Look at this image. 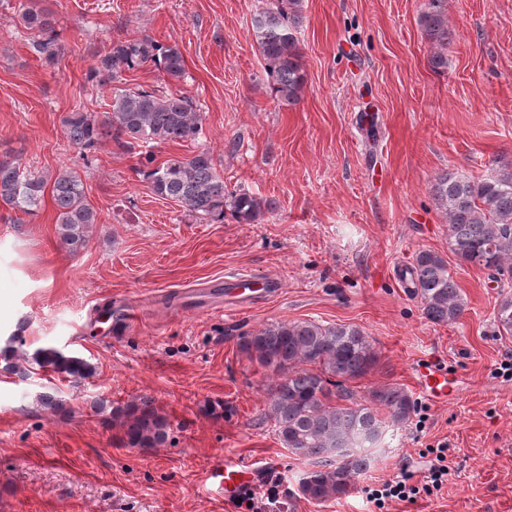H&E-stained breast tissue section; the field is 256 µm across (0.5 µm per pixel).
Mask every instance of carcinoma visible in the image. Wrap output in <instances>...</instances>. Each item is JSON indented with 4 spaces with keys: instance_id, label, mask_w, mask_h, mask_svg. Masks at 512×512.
Wrapping results in <instances>:
<instances>
[{
    "instance_id": "obj_1",
    "label": "carcinoma",
    "mask_w": 512,
    "mask_h": 512,
    "mask_svg": "<svg viewBox=\"0 0 512 512\" xmlns=\"http://www.w3.org/2000/svg\"><path fill=\"white\" fill-rule=\"evenodd\" d=\"M54 0H25L20 20L29 32L30 50L53 63L58 57ZM252 18L265 76L276 99L296 104L304 87L297 28L303 0H267ZM425 35L440 52L432 66H446L443 50L450 32L446 0H429L420 14ZM151 64L168 79L186 75L185 57L176 44H160L150 37L112 43L90 68V79L100 86L115 84L108 109L97 115L82 109L64 118L65 134L88 154L109 139L121 150L139 156L137 172L152 192L171 200L208 224L224 223L231 215L250 224L261 202L246 191H230L221 161L206 148L157 161L153 149L162 144L193 145L203 135L204 115L181 91L164 92L116 85L126 72ZM50 195L60 242L71 253L87 247L97 210L88 198L81 175L65 168L51 177L21 170L15 160L0 159V207L33 215ZM436 206L448 219V249L459 261L490 272L501 285L494 322L500 335L512 336V163L494 161L479 178L455 172L440 174L432 185ZM412 294L424 317L434 324H453L465 312L460 288L448 273V260L419 251L409 268ZM239 351L251 363L269 370L267 415L283 447L296 456L318 460L317 469L300 479L299 496L325 502L347 494L357 476L373 460L372 449L385 444L388 431L411 423L415 401L403 387L387 384L358 400L353 383L377 364L370 336L356 325L312 320L276 321L242 334ZM6 371L23 378L38 374L78 384L94 375L95 366L73 351L46 344L21 355ZM37 402L57 413L67 411L55 385H46ZM112 425L119 429L125 448H159L170 439L171 423L154 401L141 396L112 408Z\"/></svg>"
}]
</instances>
